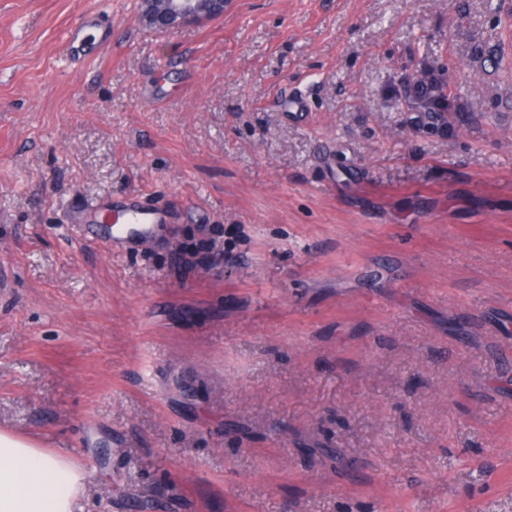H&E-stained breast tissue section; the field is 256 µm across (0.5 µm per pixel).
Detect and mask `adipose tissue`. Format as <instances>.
I'll list each match as a JSON object with an SVG mask.
<instances>
[{
    "label": "adipose tissue",
    "mask_w": 512,
    "mask_h": 512,
    "mask_svg": "<svg viewBox=\"0 0 512 512\" xmlns=\"http://www.w3.org/2000/svg\"><path fill=\"white\" fill-rule=\"evenodd\" d=\"M82 477L63 456L0 432V512H71Z\"/></svg>",
    "instance_id": "1"
}]
</instances>
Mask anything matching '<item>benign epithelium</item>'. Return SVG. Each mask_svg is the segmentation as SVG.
Wrapping results in <instances>:
<instances>
[{
  "mask_svg": "<svg viewBox=\"0 0 512 512\" xmlns=\"http://www.w3.org/2000/svg\"><path fill=\"white\" fill-rule=\"evenodd\" d=\"M233 0H141L140 18L158 30L179 25L196 23L224 16ZM416 74L412 73L401 81L404 106L407 109L406 127L414 133L433 134L448 128V119L436 127L419 126V113L412 111V85Z\"/></svg>",
  "mask_w": 512,
  "mask_h": 512,
  "instance_id": "obj_1",
  "label": "benign epithelium"
}]
</instances>
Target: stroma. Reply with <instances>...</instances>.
I'll list each match as a JSON object with an SVG mask.
<instances>
[{
  "label": "stroma",
  "instance_id": "stroma-1",
  "mask_svg": "<svg viewBox=\"0 0 512 512\" xmlns=\"http://www.w3.org/2000/svg\"><path fill=\"white\" fill-rule=\"evenodd\" d=\"M137 2L0 0V431L80 468L73 512H512L496 0ZM422 63L443 135L404 129ZM128 194L168 212L144 245L70 221ZM232 2L233 0H141L140 18L155 29L166 30L222 17ZM98 15L92 11H86L79 22L72 25L66 35V45L73 60L84 57L86 51L83 42V32L91 26H98ZM419 72V82H421V89L426 93H429L433 97V106L426 113L428 117H433V115L438 116L441 113L451 114V109L449 108L451 100H448V97L451 95L450 93H445V89H448V84L439 79L434 71L420 70ZM416 77L415 73H411L407 77H405L401 81V91L402 96L404 98V106L409 111L406 112V127L414 133H424V134H433L439 133L448 128V114L445 115V119H443L442 123L438 125V127H420L418 116L421 112H412V107L414 104L411 101V93H412V85L414 79ZM438 86L440 87V93H438ZM412 106V107H411Z\"/></svg>",
  "mask_w": 512,
  "mask_h": 512
}]
</instances>
